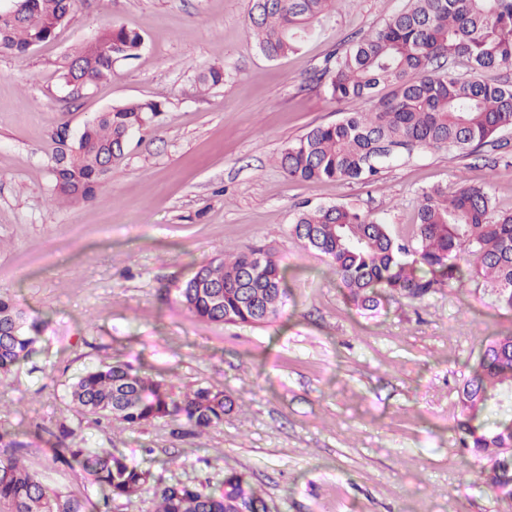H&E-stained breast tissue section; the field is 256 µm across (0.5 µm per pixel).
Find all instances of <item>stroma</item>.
<instances>
[{
  "mask_svg": "<svg viewBox=\"0 0 512 512\" xmlns=\"http://www.w3.org/2000/svg\"><path fill=\"white\" fill-rule=\"evenodd\" d=\"M405 0H336L298 50L278 60L251 38V0H79L56 37L0 54V294L44 323L38 353L0 380V428L24 433L20 457L53 487L96 498L90 476L53 464L60 428L85 448H119L163 481L217 483L236 470L269 512H512L458 446L459 390L482 346L512 335V311L463 281L381 313L343 296L328 259L291 232L301 206L344 203L414 239L417 200L459 180L491 186L512 211V130L468 156L422 149L371 183L300 182L277 158L345 107L314 79L324 59ZM118 24L144 44L81 98L56 61ZM223 67L222 85L198 73ZM163 110L134 133L88 201L55 195L50 136L130 101ZM498 158L496 168L487 158ZM254 247L287 271L279 316L260 326L208 322L177 289L202 265ZM128 362L173 392L209 386L233 409L200 437L159 419L130 427L77 411L69 384Z\"/></svg>",
  "mask_w": 512,
  "mask_h": 512,
  "instance_id": "1",
  "label": "stroma"
}]
</instances>
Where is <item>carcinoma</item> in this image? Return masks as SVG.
Masks as SVG:
<instances>
[{"instance_id": "obj_1", "label": "carcinoma", "mask_w": 512, "mask_h": 512, "mask_svg": "<svg viewBox=\"0 0 512 512\" xmlns=\"http://www.w3.org/2000/svg\"><path fill=\"white\" fill-rule=\"evenodd\" d=\"M77 0H24L15 15L0 12V53H25L52 40ZM334 0H253L249 27L259 51L275 60L298 49L312 24ZM140 33L122 26L69 49L58 61L60 78L79 97L112 74L117 61L133 60ZM466 65L469 74L451 69ZM512 70V0H408L377 30L330 54L316 80L337 102H374L367 112H345L336 122L311 128L280 156L289 178L367 182L419 149L468 155L512 129V77L480 74ZM204 86L224 83V68L200 75ZM160 112L154 101L113 106L85 123L74 139L59 124L53 155L55 190L70 201L91 199L130 136ZM293 234L329 260L339 287L360 309L375 311L391 293L421 299L466 278L481 283L499 309L512 310V212L493 204L492 188L461 180L453 192L436 186L420 195L416 246L399 243L388 225L343 204L304 206ZM286 269L262 248L201 266L178 288L182 304L212 322L259 326L283 305ZM42 325L27 321L14 300L0 296V377L35 352ZM80 411L122 424L181 421L198 436L224 422L232 401L209 387L180 393L128 363L86 371L72 385ZM458 443L482 464L485 482L512 495V336L489 341L459 393ZM52 462L79 467L104 501L152 492L154 512H235L242 499L266 512L264 498L245 476L228 471L206 489L182 481L150 487L151 473L121 452L91 451L60 443ZM97 505L45 484L16 456L0 459V512H90Z\"/></svg>"}]
</instances>
